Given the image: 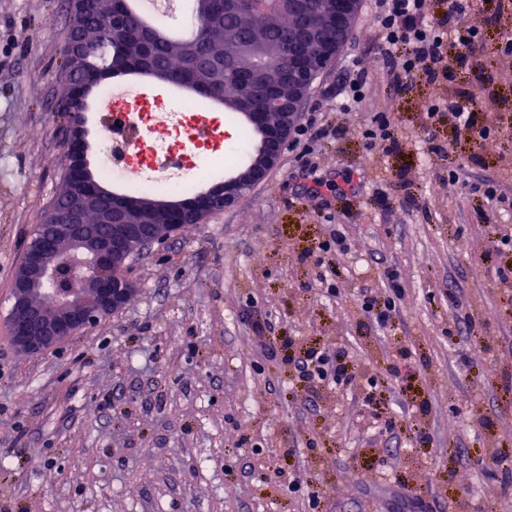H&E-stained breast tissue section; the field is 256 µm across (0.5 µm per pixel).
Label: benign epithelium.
<instances>
[{
  "mask_svg": "<svg viewBox=\"0 0 512 512\" xmlns=\"http://www.w3.org/2000/svg\"><path fill=\"white\" fill-rule=\"evenodd\" d=\"M360 2L277 0L293 23L283 42L288 64L281 66L274 52L258 55L249 67L250 88L237 102L260 136L259 146L233 175L203 194L187 201L156 203L167 217L166 223L157 224L145 215L139 202L103 205V193L89 176L84 112L97 72L88 63L86 22L90 15L104 13V5L112 0H72L65 76L73 80V93L65 111L70 118L66 128L67 182L75 191L56 197L46 215V223L58 224L62 231L53 240L34 234L15 271L8 320L18 351L44 353L126 306L135 288L120 272L133 257L233 206L264 181L278 165L281 147L300 120L313 78L338 53L357 18ZM271 4L272 0H238V8L248 14L262 15ZM72 251L84 253L89 260L80 288L75 287L74 271L61 267V257ZM50 284L55 285L57 299L46 305L41 296Z\"/></svg>",
  "mask_w": 512,
  "mask_h": 512,
  "instance_id": "obj_1",
  "label": "benign epithelium"
}]
</instances>
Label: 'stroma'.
I'll use <instances>...</instances> for the list:
<instances>
[{
  "label": "stroma",
  "instance_id": "obj_1",
  "mask_svg": "<svg viewBox=\"0 0 512 512\" xmlns=\"http://www.w3.org/2000/svg\"><path fill=\"white\" fill-rule=\"evenodd\" d=\"M372 0H361L338 54L317 74L302 113L316 136L286 145L281 160L232 208L133 264L135 295L122 310L55 349L26 355L10 341L12 282L65 168L63 67L69 0H0V512H503L492 461L512 453V254L493 252L495 225L512 208L483 196L497 183L512 198V58L499 34L512 0H472L462 19L481 40L449 79L389 87ZM364 75L366 96L338 111L330 91ZM147 98L193 108L224 135L202 150L223 182L258 138L224 105L141 76ZM474 94L480 142L429 110ZM398 147H369L376 114ZM461 175L449 185L448 172ZM318 179L309 194L305 177ZM343 227L334 255L340 293L318 282L316 246ZM395 272L405 289L387 330L363 326L358 291L381 294ZM462 289L475 327L447 335L448 291ZM343 344L357 371L376 373L377 410L395 429L375 436L349 395L307 391L282 355ZM410 351L397 373L388 354ZM467 355L461 369L459 355ZM303 489L292 493L289 480Z\"/></svg>",
  "mask_w": 512,
  "mask_h": 512
}]
</instances>
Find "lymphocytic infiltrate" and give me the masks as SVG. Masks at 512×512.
<instances>
[{"instance_id":"lymphocytic-infiltrate-1","label":"lymphocytic infiltrate","mask_w":512,"mask_h":512,"mask_svg":"<svg viewBox=\"0 0 512 512\" xmlns=\"http://www.w3.org/2000/svg\"><path fill=\"white\" fill-rule=\"evenodd\" d=\"M469 0H448L444 14L430 13L428 0H376L373 19L390 86L407 88L416 74L427 79L440 75L439 63L445 51H453L458 62L466 63L480 39L478 31L465 27L461 17ZM404 295L392 284L384 298L361 292V308L374 328L387 329L399 314ZM299 381L309 387H326L341 392L356 384L355 371L344 348L310 349L302 356H288Z\"/></svg>"}]
</instances>
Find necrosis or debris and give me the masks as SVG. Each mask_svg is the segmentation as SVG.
<instances>
[{
    "instance_id": "obj_1",
    "label": "necrosis or debris",
    "mask_w": 512,
    "mask_h": 512,
    "mask_svg": "<svg viewBox=\"0 0 512 512\" xmlns=\"http://www.w3.org/2000/svg\"><path fill=\"white\" fill-rule=\"evenodd\" d=\"M111 104L101 132L100 166L106 176L137 191L185 192L202 179L192 154L206 124L204 113L168 115L139 95Z\"/></svg>"
}]
</instances>
